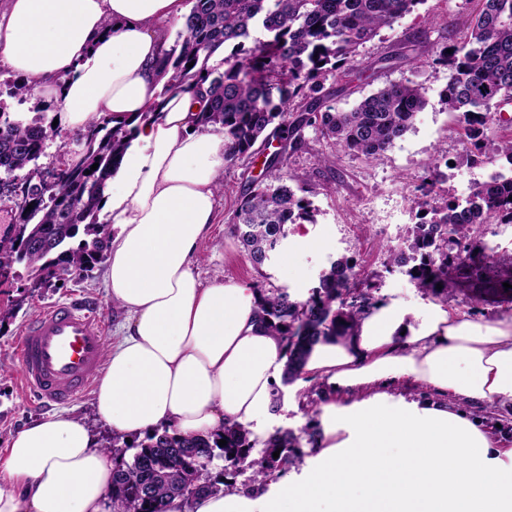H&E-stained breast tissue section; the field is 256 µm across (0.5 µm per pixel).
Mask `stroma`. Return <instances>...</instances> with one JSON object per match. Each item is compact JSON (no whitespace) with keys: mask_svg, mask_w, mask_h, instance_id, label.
I'll return each instance as SVG.
<instances>
[{"mask_svg":"<svg viewBox=\"0 0 512 512\" xmlns=\"http://www.w3.org/2000/svg\"><path fill=\"white\" fill-rule=\"evenodd\" d=\"M476 0H423L415 9L360 46L350 63L349 77L329 78L330 105L351 110L363 97L389 82L411 80L425 90L428 104L416 116L405 137L378 160L368 163L345 152H338L332 167L319 160L323 149L313 131H306L309 147L290 152L288 143L272 141L256 144L255 154L225 169L224 188L216 197V218L209 239L199 251L194 267L202 284L216 276L249 283L263 281L270 289H287L298 300L306 299L320 277L340 257H355L360 275L372 276L376 302L400 310L425 315L436 305L433 296L423 294L401 268L389 267L391 249L406 248V229L414 219L417 188L428 177V164L439 151H447L449 166L440 184L442 194L465 196L479 180L478 170L467 161L466 144L460 136L456 113L441 102L448 83V70L433 66L435 42H453L475 13ZM279 150L288 155V172L305 189L317 210L312 224H293L286 239L272 252L263 273H256L241 253L232 235L233 212L247 177L259 175L266 156ZM30 280L24 266H16L11 283L0 287V303L20 302L13 318L0 326V455L12 435L21 427L53 413L84 420L97 439L110 432L97 417L92 394L53 409L28 398L21 386L15 346L23 324L43 307L80 300L96 308L105 324L107 344L121 337L122 311L114 308L104 283L103 270L93 278L67 279L61 286L39 291L29 298ZM447 306L471 319L492 323L512 316V295L482 293L473 299L471 291L457 292ZM282 405L261 419V428H283L299 437L300 458L288 470V477L299 480L312 471L322 454L321 447L308 444V431L323 427V395L319 379H297L282 389ZM471 414L501 448H512V410L501 405L471 407Z\"/></svg>","mask_w":512,"mask_h":512,"instance_id":"obj_1","label":"stroma"}]
</instances>
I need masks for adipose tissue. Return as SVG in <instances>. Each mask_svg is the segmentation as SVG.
<instances>
[{
  "mask_svg": "<svg viewBox=\"0 0 512 512\" xmlns=\"http://www.w3.org/2000/svg\"><path fill=\"white\" fill-rule=\"evenodd\" d=\"M187 0H6L0 60L58 103L61 131L103 116L133 128L105 190L119 232L104 281L125 315L94 394L116 434L169 426L208 435L232 421L260 436L286 363L243 281L202 285L194 260L216 222L224 131L201 125L192 94L162 95L164 25ZM333 396L324 451L276 498L214 494L168 512H512V448L495 447L466 405L512 403V320L481 323L431 308L411 324L376 305L351 334L318 343L305 364ZM426 386L418 403L389 385ZM115 461L81 420L51 415L11 438L0 462V512H112Z\"/></svg>",
  "mask_w": 512,
  "mask_h": 512,
  "instance_id": "1",
  "label": "adipose tissue"
}]
</instances>
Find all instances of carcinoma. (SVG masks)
Here are the masks:
<instances>
[{
  "instance_id": "1",
  "label": "carcinoma",
  "mask_w": 512,
  "mask_h": 512,
  "mask_svg": "<svg viewBox=\"0 0 512 512\" xmlns=\"http://www.w3.org/2000/svg\"><path fill=\"white\" fill-rule=\"evenodd\" d=\"M189 15L176 40L159 61L167 77L161 95L207 85L208 107L200 122L224 128V158L233 165L252 154L262 139L274 137L297 152L307 147L305 130L317 139L366 162L383 155L414 125L427 106L415 82L390 83L362 98L349 111L325 104L330 74L346 75L359 46L393 26L423 0H188ZM481 7L453 44L436 48L433 63L448 68L442 100L463 117L469 156H483L489 136L509 126L491 127L489 110L512 101V0H480ZM229 50L224 71L209 65ZM56 131L0 105V174L20 189L33 209L19 207L16 232L0 236V270L23 264L37 287L52 285L54 269L79 279L93 277L105 261L112 236L99 222L108 179L118 167L131 130L105 116L58 149L67 159L58 167H41ZM98 164L93 170L91 166ZM444 156L435 159L429 181L420 187L417 222L407 228L411 254L395 251L390 260L410 265L418 288L435 296L463 288L486 273L489 256L470 239L484 224L512 223V178L502 172L475 183L462 200L436 191ZM288 158L274 152L263 173L247 180L233 218V235L253 269L263 268L288 225L315 223L316 208L289 184L283 173ZM356 262L342 257L324 274L304 301L286 290L259 285L262 318L287 347L282 384L304 373L317 343L346 336L374 305L370 278H358ZM442 288H437V285ZM231 422L211 435L175 437L168 429L144 439L112 435L119 461L112 479V512H167L180 497L229 492L235 484L220 479L214 462L233 460L248 466L253 481L264 483L293 467L299 440L276 429L264 440ZM224 439L227 444L218 445ZM280 451L278 458L273 452Z\"/></svg>"
}]
</instances>
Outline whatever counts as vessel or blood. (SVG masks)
<instances>
[{
	"label": "vessel or blood",
	"mask_w": 512,
	"mask_h": 512,
	"mask_svg": "<svg viewBox=\"0 0 512 512\" xmlns=\"http://www.w3.org/2000/svg\"><path fill=\"white\" fill-rule=\"evenodd\" d=\"M104 347V328L90 305L70 302L42 309L19 337L21 382L41 403L68 404L99 378Z\"/></svg>",
	"instance_id": "b4317fda"
}]
</instances>
